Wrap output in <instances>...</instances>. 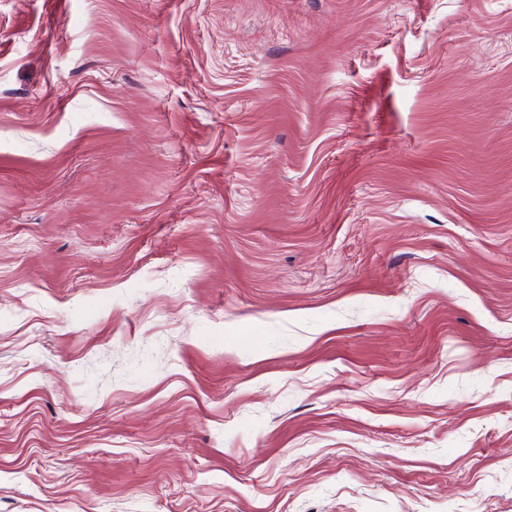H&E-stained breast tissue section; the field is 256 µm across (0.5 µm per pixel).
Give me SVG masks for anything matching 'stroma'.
Returning a JSON list of instances; mask_svg holds the SVG:
<instances>
[{"instance_id":"35a3bbf8","label":"stroma","mask_w":512,"mask_h":512,"mask_svg":"<svg viewBox=\"0 0 512 512\" xmlns=\"http://www.w3.org/2000/svg\"><path fill=\"white\" fill-rule=\"evenodd\" d=\"M0 512H512V0H0Z\"/></svg>"}]
</instances>
